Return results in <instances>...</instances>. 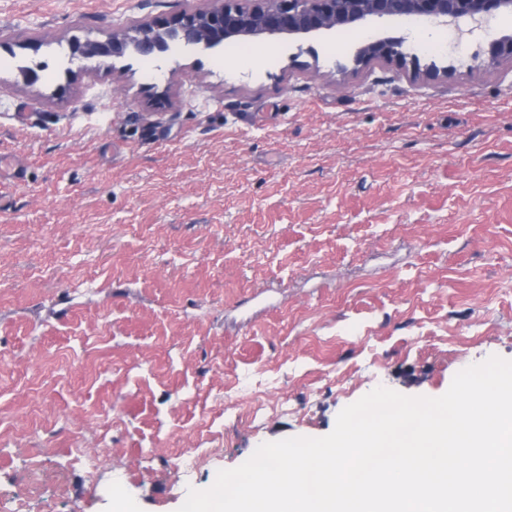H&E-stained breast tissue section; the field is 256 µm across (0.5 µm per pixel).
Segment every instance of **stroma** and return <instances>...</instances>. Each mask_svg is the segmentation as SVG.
<instances>
[{
    "instance_id": "1",
    "label": "stroma",
    "mask_w": 512,
    "mask_h": 512,
    "mask_svg": "<svg viewBox=\"0 0 512 512\" xmlns=\"http://www.w3.org/2000/svg\"><path fill=\"white\" fill-rule=\"evenodd\" d=\"M217 4L0 0V512H177L377 387L512 360V62L473 69L489 35L443 26L417 51L405 19L245 68L69 59ZM383 37L419 68L354 64ZM216 454L213 448H193L188 451L180 460L177 467L179 477H189L197 468L204 457L214 456Z\"/></svg>"
}]
</instances>
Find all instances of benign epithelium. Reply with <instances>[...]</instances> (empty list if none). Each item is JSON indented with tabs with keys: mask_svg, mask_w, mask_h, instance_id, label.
Listing matches in <instances>:
<instances>
[{
	"mask_svg": "<svg viewBox=\"0 0 512 512\" xmlns=\"http://www.w3.org/2000/svg\"><path fill=\"white\" fill-rule=\"evenodd\" d=\"M506 14H512V0H257L247 12L223 3L207 10L184 11L163 22L136 24L134 36L119 31L103 41L75 40L70 44V60L123 58L131 51L157 63L173 47L189 55L218 53L231 40L290 44L379 20L414 19L460 27ZM402 44L403 40L392 37L367 42L357 48L355 60L399 63L404 57ZM505 59L512 60L511 33L492 40L485 55L474 59V67L484 69ZM44 70L41 62L20 67L24 84H37Z\"/></svg>",
	"mask_w": 512,
	"mask_h": 512,
	"instance_id": "1",
	"label": "benign epithelium"
}]
</instances>
